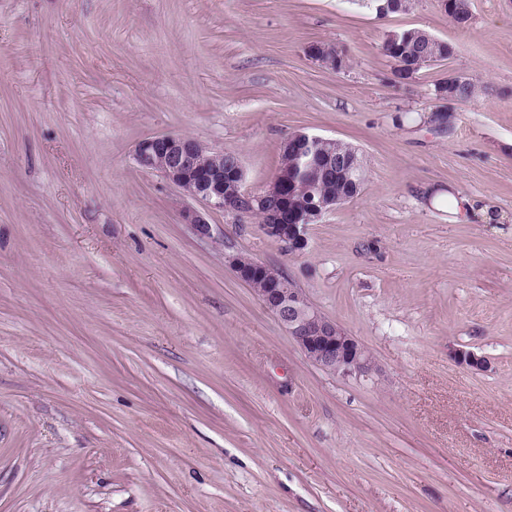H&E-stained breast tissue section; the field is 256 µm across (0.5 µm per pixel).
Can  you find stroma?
<instances>
[{"mask_svg":"<svg viewBox=\"0 0 512 512\" xmlns=\"http://www.w3.org/2000/svg\"><path fill=\"white\" fill-rule=\"evenodd\" d=\"M471 13L0 0V512H512V0ZM406 29L455 55L399 81L382 43ZM452 72L477 94L441 130ZM297 130L368 169L297 254L219 211L198 237L194 200L134 160L186 135L259 191ZM239 253L375 374L310 362L228 265ZM308 55L321 66L336 70L341 55L335 46L329 44H313L307 49Z\"/></svg>","mask_w":512,"mask_h":512,"instance_id":"stroma-1","label":"stroma"}]
</instances>
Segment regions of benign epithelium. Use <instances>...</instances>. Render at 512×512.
<instances>
[{
  "instance_id": "benign-epithelium-1",
  "label": "benign epithelium",
  "mask_w": 512,
  "mask_h": 512,
  "mask_svg": "<svg viewBox=\"0 0 512 512\" xmlns=\"http://www.w3.org/2000/svg\"><path fill=\"white\" fill-rule=\"evenodd\" d=\"M307 53L321 66L331 70L336 69L340 59L336 47L325 43L309 46ZM332 142V138L301 130L288 139L285 146L290 151L296 150L300 160L299 170H313L321 166L338 181L360 187L350 179V175L361 167V163L340 160L326 151V146ZM134 156L141 168L160 173L186 196L205 206L201 211L189 209L184 215L186 223L192 225L199 236L210 238L213 235V227L208 221L211 210L222 211L238 220L260 210L265 217L261 229L266 236L283 243L290 253H299L308 247L306 225L295 221L287 207L268 204L271 198H282L284 184L280 179H272L258 192L251 191L245 186L241 160H235L231 170L226 173L224 152L183 135L147 137L137 143ZM345 201L347 197L343 195L318 198L308 207L307 221L311 224L318 222L324 214ZM227 262L243 282L249 285L256 280L265 282V287L257 293L259 301L278 319L313 363L343 376H369L376 371L369 350L322 314L291 279L283 275L269 276L268 265L243 254L230 255ZM455 358L474 370L482 371L489 366L485 357L470 350L456 351Z\"/></svg>"
}]
</instances>
